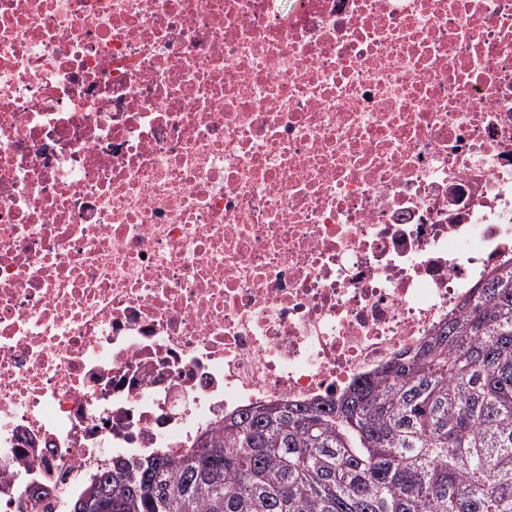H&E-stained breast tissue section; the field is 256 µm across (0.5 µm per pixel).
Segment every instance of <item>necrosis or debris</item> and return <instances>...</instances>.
<instances>
[{"instance_id":"1","label":"necrosis or debris","mask_w":512,"mask_h":512,"mask_svg":"<svg viewBox=\"0 0 512 512\" xmlns=\"http://www.w3.org/2000/svg\"><path fill=\"white\" fill-rule=\"evenodd\" d=\"M512 265V0H0V512L337 396Z\"/></svg>"}]
</instances>
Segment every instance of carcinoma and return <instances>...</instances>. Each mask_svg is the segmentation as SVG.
<instances>
[{"mask_svg":"<svg viewBox=\"0 0 512 512\" xmlns=\"http://www.w3.org/2000/svg\"><path fill=\"white\" fill-rule=\"evenodd\" d=\"M512 512V269L338 397L224 416L182 456L128 459L71 512Z\"/></svg>","mask_w":512,"mask_h":512,"instance_id":"obj_1","label":"carcinoma"}]
</instances>
